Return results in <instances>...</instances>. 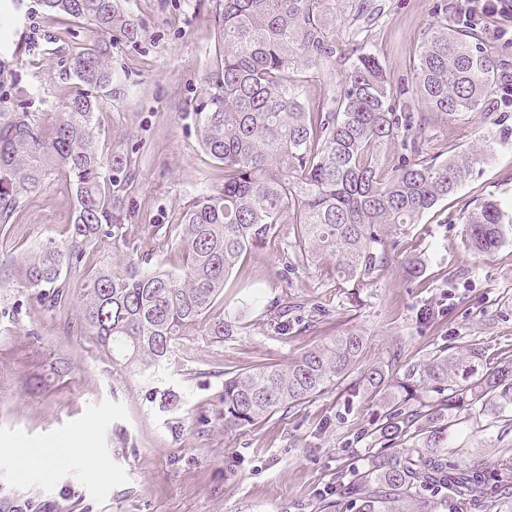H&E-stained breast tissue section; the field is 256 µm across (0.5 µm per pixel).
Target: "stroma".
I'll return each mask as SVG.
<instances>
[{
  "instance_id": "35a3bbf8",
  "label": "stroma",
  "mask_w": 512,
  "mask_h": 512,
  "mask_svg": "<svg viewBox=\"0 0 512 512\" xmlns=\"http://www.w3.org/2000/svg\"><path fill=\"white\" fill-rule=\"evenodd\" d=\"M382 12L367 48L395 86L411 88L412 58L436 0H376ZM144 27L137 43L112 49V82L104 91L100 132L105 150L133 159L123 200L131 239L170 271L179 247L154 251L148 231L175 223L191 197L219 188L224 172L200 148L189 104L200 92L215 49L212 0H126ZM87 25L47 17L37 0H0V111L51 114L72 91L70 61L95 41ZM28 88L20 101L15 87ZM490 118L459 125L437 117L422 133L429 153L464 150L486 130L512 140V98L495 93ZM512 202V148L417 224L388 237L386 264L358 294L320 263L284 273L282 241L246 255L216 305L238 319L233 335L193 333L161 373L182 396L180 410L148 397L146 378L113 364L112 356L76 330L84 281L74 277L65 308L48 310L14 288H0V512H356L336 492L339 476L360 466L374 445L384 402L330 391L246 429L224 426L222 380L260 363H284L325 337L347 330L364 336V365L382 363L401 375L438 351L481 348L487 362L512 351V243L480 258L469 249L463 216L486 197ZM73 199L64 180L27 201L0 256L18 255L47 237L63 239ZM423 259L410 279L406 258ZM298 302L288 330L275 324L278 301ZM66 376L53 375L58 359ZM65 441L61 465H39L36 449ZM448 445L464 461L494 468L512 448L487 417L455 427ZM100 471H92L88 457ZM237 457L234 473L224 460Z\"/></svg>"
}]
</instances>
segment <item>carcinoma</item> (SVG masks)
Listing matches in <instances>:
<instances>
[{"mask_svg":"<svg viewBox=\"0 0 512 512\" xmlns=\"http://www.w3.org/2000/svg\"><path fill=\"white\" fill-rule=\"evenodd\" d=\"M49 14L83 22L101 39L72 58L78 89L46 123L33 112H0V234L24 199L54 175L73 197L62 240L48 237L0 260V285L19 288L49 310L68 302L70 279L86 283L78 330L112 354V362L159 377L196 329L222 339L233 322L214 314L240 259L293 226L284 244V271L329 262L352 288L373 282L386 260L391 224H417L454 195L498 148L494 131L482 144L448 157L430 154L420 135L436 115L457 122L494 106L492 91L507 80L495 57L475 42L472 27L448 23L462 7L439 0V19L422 33L413 59L416 112L393 86L379 57L366 50L362 18L370 0H351L354 24L336 28V0H214L217 46L199 93L195 132L204 152L222 165L221 187L193 196L178 231L177 273L151 265L125 224L123 193L131 158L101 144L96 116L112 83V47L136 42L142 27L124 0H39ZM344 70L339 89L313 101L306 88L326 70ZM395 146L391 166L383 151ZM470 249L494 254L512 238V213L494 196L464 217ZM155 252L171 230L153 225ZM121 245L122 259L95 270L87 253ZM364 338L347 332L304 349L284 365L225 372L224 426L253 427L278 411L338 389L359 369ZM359 387L380 393L386 407L375 431L380 444L367 462L339 480L358 512H469L478 496H512V456L496 472L448 459V430L473 415L508 421L512 355L495 366L478 347L433 355L401 378L382 365L361 371ZM435 397L425 400V394ZM177 410L181 396L153 390L150 399Z\"/></svg>","mask_w":512,"mask_h":512,"instance_id":"cac0c4a2","label":"carcinoma"}]
</instances>
